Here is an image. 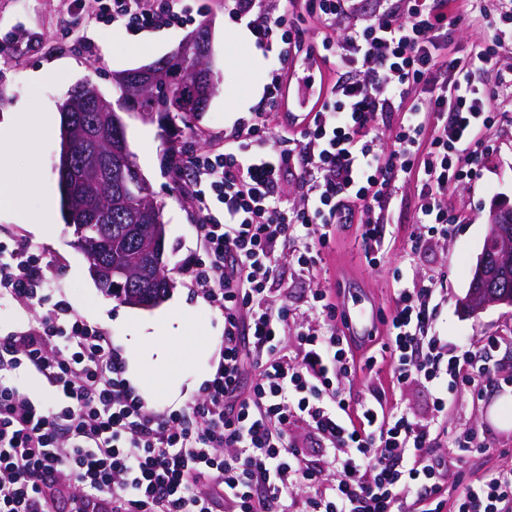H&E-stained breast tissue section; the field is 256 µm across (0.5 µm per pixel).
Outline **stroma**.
Wrapping results in <instances>:
<instances>
[{
	"label": "stroma",
	"instance_id": "35a3bbf8",
	"mask_svg": "<svg viewBox=\"0 0 512 512\" xmlns=\"http://www.w3.org/2000/svg\"><path fill=\"white\" fill-rule=\"evenodd\" d=\"M70 0H0V114L23 111L25 128L17 141L0 153L6 156L9 174L19 182L23 193L18 211H0V243L8 247L27 245L43 253L55 265L46 285V303L66 299L83 316L100 324L111 336L114 347L123 349L126 359L134 352L127 348L128 336L144 330L154 335L165 333L158 315L177 320L190 314L186 335L222 336L224 320L204 300L193 278L198 264L205 261L196 237L200 217L183 195L184 179L174 176L166 158L170 148L190 159L205 151L213 139L223 134L236 118L256 108L262 98L268 71L276 67L273 54L259 48L255 41H240L238 34L246 25L231 12L230 0H186L192 21L185 26L160 29L138 35L119 25H106L93 15L71 10ZM212 25V66L218 78L216 92L207 111L186 120H175V137H168L158 122L136 117L126 121V137L142 175L149 181L158 205L163 208L167 225L165 258L174 286L164 302L150 309L130 306L106 296L85 279L89 271L86 257L71 241L72 230L66 222L55 224L51 233L38 236L23 224L21 213H34L44 205L59 207L58 160L59 134H44L49 113L58 111L68 89L77 81L90 80L108 101H116L119 89L113 84L115 73L136 68L167 55L201 23ZM24 33L28 45L11 47L8 37ZM86 34L95 43L94 54H87L78 36ZM48 64L60 66L64 77L50 78L31 86L29 76ZM493 152L482 179L473 186L452 188L448 199L464 221L456 226L447 242L436 243L428 251L411 253L410 236L417 219V189L414 183L400 184L388 230L389 247L376 265H369L360 247L357 225L342 228L329 250L323 251L317 264L302 270L290 263L287 280L289 308L304 309L312 289H346L359 295L369 317L378 319L380 334H387L385 323L395 306L397 271L413 270L416 276L431 270L447 271L448 295L438 327L453 340L478 343L485 336L503 340L495 353L498 377H512V306L493 305L470 314L461 307L470 282V272L490 231L489 215L498 206H512V112L502 113L491 136ZM37 159L40 178L29 181L30 159ZM202 377L185 380L178 396H169L168 380L154 373L141 392L157 410L184 408L200 395ZM383 386L391 409H404L423 417L430 409V396L423 387L392 386L388 365L378 372L361 373L350 385L352 398L369 388ZM449 430L473 425L484 428L489 450L465 456L459 472L450 473L458 486L485 477L497 468L512 466V386H489L482 401L473 402L469 391L458 390L444 420Z\"/></svg>",
	"mask_w": 512,
	"mask_h": 512
}]
</instances>
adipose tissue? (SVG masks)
I'll list each match as a JSON object with an SVG mask.
<instances>
[{"label": "adipose tissue", "instance_id": "1", "mask_svg": "<svg viewBox=\"0 0 512 512\" xmlns=\"http://www.w3.org/2000/svg\"><path fill=\"white\" fill-rule=\"evenodd\" d=\"M131 345L136 353L131 371L138 381H145L147 374L142 368V361H149L155 366L163 368L171 377H179L183 372H195L199 369L198 348L194 340L182 335L180 329H172L170 335L164 336L162 341H153L148 336H135Z\"/></svg>", "mask_w": 512, "mask_h": 512}]
</instances>
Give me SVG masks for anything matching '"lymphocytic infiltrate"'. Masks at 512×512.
Masks as SVG:
<instances>
[{"instance_id":"obj_1","label":"lymphocytic infiltrate","mask_w":512,"mask_h":512,"mask_svg":"<svg viewBox=\"0 0 512 512\" xmlns=\"http://www.w3.org/2000/svg\"><path fill=\"white\" fill-rule=\"evenodd\" d=\"M359 2L234 0L237 19L281 62L267 74L269 107L279 106L284 65L296 56L319 58L329 71L305 128L282 131L288 150L269 147L266 115L255 112L191 162L186 194L204 216L196 232L207 255L194 280L224 319L215 370L191 409L160 413L131 384L105 329L66 301L0 334V512H47L57 499L69 512H214L219 503L224 512H267L281 500L287 512H512L511 466L458 493L447 484L462 453L487 451L479 428L449 435L442 420L450 396L466 387L482 397L496 378L485 356L502 340L486 337L476 351L437 332L445 271L402 283L381 347L393 385L427 389L430 420L387 409L380 390L352 402L345 384L378 359L349 345L346 314L324 291L312 293L310 308L326 322L298 331L294 357L281 353L297 318L274 298L289 248H299V266H312L313 251L357 224L365 258L376 264L399 180L417 187L412 251L447 240L456 222L448 190L481 178L487 133L512 106V79L497 67L512 49V0H378L368 15ZM71 4L132 31L191 20L185 0ZM301 5L325 30L320 46L291 31L288 13ZM462 23L493 29L490 44L452 53ZM390 117L397 125L386 146L377 125ZM289 176L302 189L292 205L279 194ZM52 270L30 248L0 249V294L34 304ZM248 366L254 381L244 393ZM22 368L53 389L54 401L19 391ZM447 435L455 453L430 456ZM302 483L314 494L289 498Z\"/></svg>"}]
</instances>
